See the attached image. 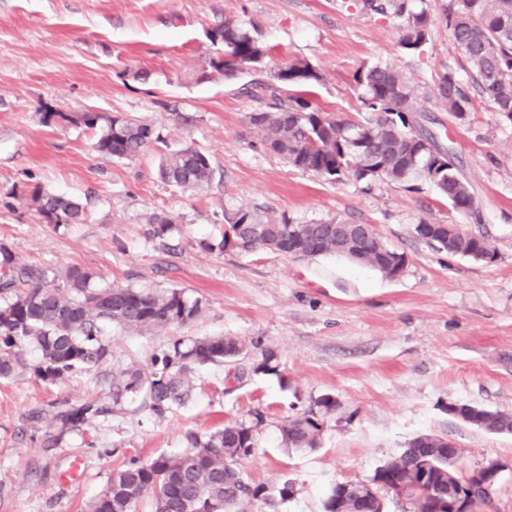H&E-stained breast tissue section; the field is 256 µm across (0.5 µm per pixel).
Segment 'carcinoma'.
<instances>
[{
  "instance_id": "1",
  "label": "carcinoma",
  "mask_w": 512,
  "mask_h": 512,
  "mask_svg": "<svg viewBox=\"0 0 512 512\" xmlns=\"http://www.w3.org/2000/svg\"><path fill=\"white\" fill-rule=\"evenodd\" d=\"M391 6L406 17L399 46L414 51L427 40L431 20L409 0L371 4L377 12ZM448 22L453 39L475 74L482 94L497 112L512 121V0H455ZM220 45L209 60L213 71L232 79L247 68H257L265 57L261 45L238 23L226 20L213 28ZM278 82L295 89L270 111L250 114L260 129L264 151L291 167L312 172L328 183L346 177L359 181H387L412 185L431 182L452 210L468 213L475 206L471 186L463 180L453 158L434 147L409 125L414 112V88L409 79L390 65L359 68L353 74L367 115L361 121L331 119L304 96V88L321 80L307 62L293 61L274 73ZM436 98L451 116L465 118L471 99L453 71L438 81ZM60 117L99 128L96 151L117 160H131L158 141L154 129L123 115L103 118L93 112L68 116L44 114L46 121ZM161 180L176 188L202 189L211 184L215 171L207 153L184 145L161 155ZM31 205L49 224H76L85 219L84 209L71 197L39 187L30 195ZM227 228L213 243L201 242L210 251L228 247L240 251L265 248L296 258L345 255L346 240L336 235V224H290L263 219L247 209L224 212ZM153 235L164 238L173 230L166 215L149 217ZM360 262L393 278L403 272L405 255L386 246L374 233L360 240ZM201 299H190L179 288H141L105 283L92 270L71 265L64 270L20 263L0 244V379L31 374L44 383L64 381L78 369L91 371L108 355L101 326L110 324L124 332L167 329L186 325L203 311ZM245 341L234 336L177 339L155 357L145 371L135 365L112 371V405L82 404L57 411L51 421L61 428H76L138 400L162 415L191 397L190 374L197 365L224 364L247 358ZM319 411L310 410L289 419L281 428L290 448H312L323 428L321 416L333 412L336 401L324 396ZM465 420L478 416L490 434H511L512 416L472 405L462 407ZM260 418L224 426L207 436L188 433L185 450L160 454L148 463H133L112 473L105 489L87 505V512H135L140 501L152 500L154 512H248L255 501L272 506L262 485L249 483L240 461L252 455L255 428ZM459 448L448 447L441 436L423 434L403 452L378 467L371 478L380 496L363 497L359 482L334 485L323 502V512H384L381 494L401 486L412 498L414 512H448V499L464 493L467 512L485 503L491 489L469 476H448V457Z\"/></svg>"
}]
</instances>
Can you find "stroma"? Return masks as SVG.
I'll use <instances>...</instances> for the list:
<instances>
[{"label": "stroma", "mask_w": 512, "mask_h": 512, "mask_svg": "<svg viewBox=\"0 0 512 512\" xmlns=\"http://www.w3.org/2000/svg\"><path fill=\"white\" fill-rule=\"evenodd\" d=\"M414 3L432 29L406 53L402 19L366 0H0V243L24 263L77 264L110 283L177 287L204 301L180 328L104 327L109 355L92 372L55 385L27 374L0 380V512H82L130 460L180 453L187 433L257 415V450L244 473L271 489L291 482L294 495L273 509L253 502L250 512H323L331 486L369 480L423 434L454 441L461 473L504 463L477 512H512V434L448 412L467 404L512 415V121L474 91L448 24L450 0ZM227 19L267 52L261 68L232 82L206 73L217 53L208 33ZM292 60L322 75L308 89L312 104L349 121L364 114L354 72L398 68L414 88L417 128L454 157L473 188V211L457 214L426 181L414 190L351 177L329 184L256 150L249 115L268 109L273 74ZM450 68L472 91L461 120L434 93ZM253 82L259 90L243 95ZM88 109L150 124L160 140L130 161L102 157L97 130L69 121ZM186 144L211 159L207 189L182 190L158 175L160 154ZM37 185L78 199L86 221L48 226L30 204ZM237 208L295 224L370 225L405 253L406 267L389 279L334 256L203 250ZM154 213L174 221L165 239L150 234ZM423 222L484 236L494 259L439 251L417 235ZM203 336L238 337L254 361L274 350L277 370L237 382L227 378L232 364H205L190 375L191 399L164 415L132 401L75 429L52 423L58 410L106 402L113 370L150 368L173 340ZM327 395L336 409L316 447H285L286 420ZM35 410L42 420H31Z\"/></svg>", "instance_id": "stroma-1"}]
</instances>
